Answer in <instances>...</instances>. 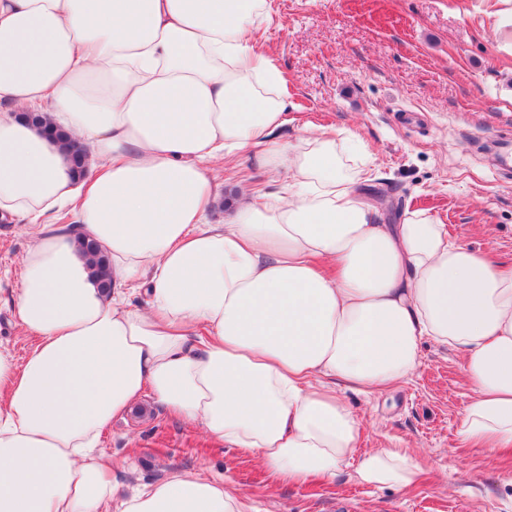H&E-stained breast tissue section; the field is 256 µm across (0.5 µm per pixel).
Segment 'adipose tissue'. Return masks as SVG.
<instances>
[{"mask_svg": "<svg viewBox=\"0 0 512 512\" xmlns=\"http://www.w3.org/2000/svg\"><path fill=\"white\" fill-rule=\"evenodd\" d=\"M266 15L267 0H0V214L33 237L12 306L37 340L20 364L0 350V512H246L198 472L119 496L95 450L146 391L282 481L350 465L359 484L408 487L422 458L360 452L336 387L405 380L425 338L464 357L461 438L512 446V267L422 211L379 223L334 133L297 154L278 140L286 81L250 46ZM22 109L97 166L75 177L66 144ZM246 149L287 183L204 223L207 165ZM68 207L77 224L44 223ZM138 289L147 310L129 301Z\"/></svg>", "mask_w": 512, "mask_h": 512, "instance_id": "1", "label": "adipose tissue"}]
</instances>
